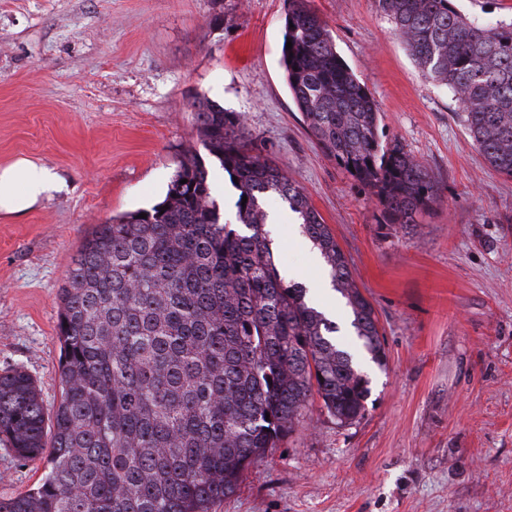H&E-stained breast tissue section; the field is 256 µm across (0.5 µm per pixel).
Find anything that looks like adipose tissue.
<instances>
[{
  "label": "adipose tissue",
  "instance_id": "adipose-tissue-1",
  "mask_svg": "<svg viewBox=\"0 0 512 512\" xmlns=\"http://www.w3.org/2000/svg\"><path fill=\"white\" fill-rule=\"evenodd\" d=\"M62 185V177L52 168L27 157L17 158L0 166V213L26 215Z\"/></svg>",
  "mask_w": 512,
  "mask_h": 512
}]
</instances>
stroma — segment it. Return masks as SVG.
I'll list each match as a JSON object with an SVG mask.
<instances>
[{
    "mask_svg": "<svg viewBox=\"0 0 512 512\" xmlns=\"http://www.w3.org/2000/svg\"><path fill=\"white\" fill-rule=\"evenodd\" d=\"M378 103L382 147L422 161L441 201L415 230L307 130L281 66L284 0H0V165L24 156L66 187L0 214V373L61 396L59 290L97 224L163 200L202 152L193 105L242 115L248 139L307 192L372 304L386 362H362L364 417L304 422L218 512H512V178L489 169L446 87L427 81L375 0H312ZM264 208L275 263L337 324L348 317L286 203ZM42 462L0 447V497Z\"/></svg>",
    "mask_w": 512,
    "mask_h": 512,
    "instance_id": "35a3bbf8",
    "label": "stroma"
}]
</instances>
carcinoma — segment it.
Here are the masks:
<instances>
[{"label": "carcinoma", "instance_id": "carcinoma-1", "mask_svg": "<svg viewBox=\"0 0 512 512\" xmlns=\"http://www.w3.org/2000/svg\"><path fill=\"white\" fill-rule=\"evenodd\" d=\"M286 4L282 66L309 132L388 223L418 224L440 201L437 183L402 147H381L376 100L310 0ZM376 4L424 76L448 87L487 164L512 177V22L478 24L451 0ZM195 123L238 191L244 230L221 222L196 154L163 201L96 226L60 288V403L47 413L22 367L0 374V442L45 462L34 487L0 498V512H216L311 400L340 426L364 416L367 381L338 325L274 262L265 198L297 215L357 343L382 363L374 310L345 254L305 190L248 147L241 115L200 101Z\"/></svg>", "mask_w": 512, "mask_h": 512}]
</instances>
